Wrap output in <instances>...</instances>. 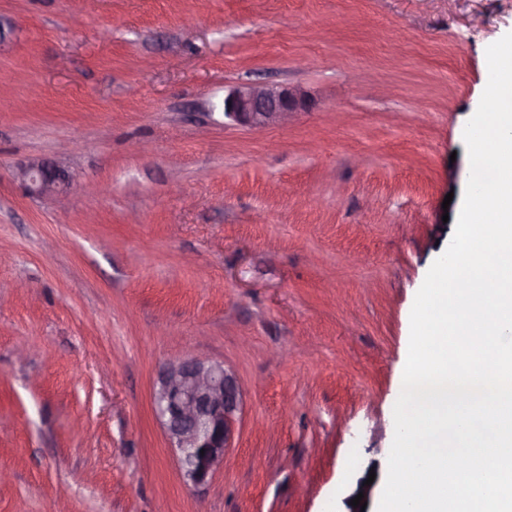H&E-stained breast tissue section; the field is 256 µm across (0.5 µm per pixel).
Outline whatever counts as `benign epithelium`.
Here are the masks:
<instances>
[{
	"instance_id": "1",
	"label": "benign epithelium",
	"mask_w": 512,
	"mask_h": 512,
	"mask_svg": "<svg viewBox=\"0 0 512 512\" xmlns=\"http://www.w3.org/2000/svg\"><path fill=\"white\" fill-rule=\"evenodd\" d=\"M224 102L225 117L243 126L262 129L284 121L303 107L305 95L297 88L248 86L231 90ZM22 177L31 193L63 197L69 192V176L43 162L29 163L23 168ZM241 401L235 373L221 362L185 357L160 371L154 411L186 484L201 486L224 465ZM364 482L360 479L346 498L347 512H370L351 505V499L360 493L364 494L362 501L372 502L376 484L366 486Z\"/></svg>"
}]
</instances>
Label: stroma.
I'll list each match as a JSON object with an SVG mask.
<instances>
[{
	"mask_svg": "<svg viewBox=\"0 0 512 512\" xmlns=\"http://www.w3.org/2000/svg\"><path fill=\"white\" fill-rule=\"evenodd\" d=\"M509 32L512 0H0V512H344ZM256 83L308 105L225 118ZM187 356L242 390L198 488L152 409ZM304 104L305 95L297 88L241 87L224 97V116L240 125L262 129L284 121ZM22 177L29 192L37 194L53 193L66 196L69 192V176L44 162L33 161L22 170Z\"/></svg>",
	"mask_w": 512,
	"mask_h": 512,
	"instance_id": "obj_1",
	"label": "stroma"
}]
</instances>
